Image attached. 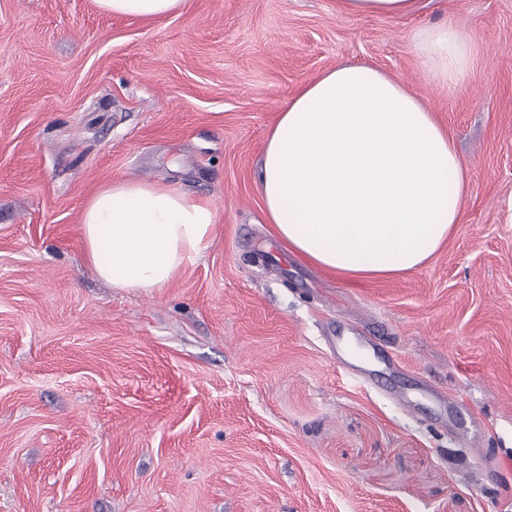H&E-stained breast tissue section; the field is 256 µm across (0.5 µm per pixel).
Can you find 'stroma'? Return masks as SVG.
Returning a JSON list of instances; mask_svg holds the SVG:
<instances>
[{
	"mask_svg": "<svg viewBox=\"0 0 512 512\" xmlns=\"http://www.w3.org/2000/svg\"><path fill=\"white\" fill-rule=\"evenodd\" d=\"M450 18L475 46L451 89L412 50ZM339 64L403 83L470 169L398 278L331 276L264 220L266 134ZM123 179L216 211L166 288L84 258L85 202ZM0 512H512V0H0ZM189 0H96L100 9L113 15L158 18L182 12ZM344 13L352 16L403 18L417 8V0H342Z\"/></svg>",
	"mask_w": 512,
	"mask_h": 512,
	"instance_id": "obj_1",
	"label": "stroma"
}]
</instances>
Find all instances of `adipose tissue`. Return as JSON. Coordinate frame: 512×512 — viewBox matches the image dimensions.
I'll list each match as a JSON object with an SVG mask.
<instances>
[{"mask_svg": "<svg viewBox=\"0 0 512 512\" xmlns=\"http://www.w3.org/2000/svg\"><path fill=\"white\" fill-rule=\"evenodd\" d=\"M121 16L158 18L188 0H96ZM431 78L468 81L474 44L454 22L412 43ZM266 221L288 249L323 271L392 278L420 268L461 220L469 169L454 141L402 83L339 65L306 84L269 129L257 174ZM216 212L168 185L111 183L81 217L85 259L116 288L167 287L206 249Z\"/></svg>", "mask_w": 512, "mask_h": 512, "instance_id": "obj_1", "label": "adipose tissue"}]
</instances>
